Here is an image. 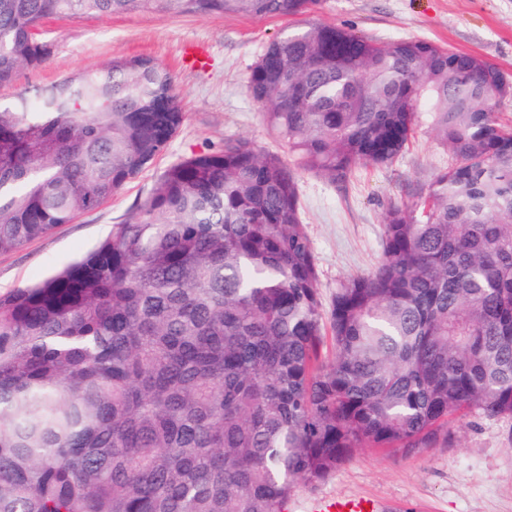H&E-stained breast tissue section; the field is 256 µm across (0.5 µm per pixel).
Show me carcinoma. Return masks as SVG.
<instances>
[{
  "mask_svg": "<svg viewBox=\"0 0 512 512\" xmlns=\"http://www.w3.org/2000/svg\"><path fill=\"white\" fill-rule=\"evenodd\" d=\"M321 0H0V86L52 17L305 16ZM498 69L303 23L248 89L289 161L227 141L169 166L81 259L0 295V512H282L357 448L512 417V126ZM184 121L172 74L115 59L0 100V252L93 211ZM430 129L453 156L391 206L323 315L297 176L342 186Z\"/></svg>",
  "mask_w": 512,
  "mask_h": 512,
  "instance_id": "1",
  "label": "carcinoma"
}]
</instances>
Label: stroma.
<instances>
[{
    "instance_id": "35a3bbf8",
    "label": "stroma",
    "mask_w": 512,
    "mask_h": 512,
    "mask_svg": "<svg viewBox=\"0 0 512 512\" xmlns=\"http://www.w3.org/2000/svg\"><path fill=\"white\" fill-rule=\"evenodd\" d=\"M312 21L353 28L377 42L416 38L478 55L512 75V0H322ZM298 18L242 15L159 17L150 14L65 16L46 21L49 61L21 69L0 99L51 85L78 69L115 58L150 57L172 73L184 123L164 154L97 210L56 226L25 246L0 253V293L31 285L81 257L144 200L160 175L192 154L246 139L275 142L247 90L251 66L266 45ZM448 151L419 130L392 165L362 167L344 186L304 173L301 217L311 241L323 307L339 284L367 274L383 250L384 213L416 198L447 167ZM449 442L413 452L357 449L322 480L299 484L288 512L318 497L369 496L381 512H512V418L469 414L450 426Z\"/></svg>"
}]
</instances>
